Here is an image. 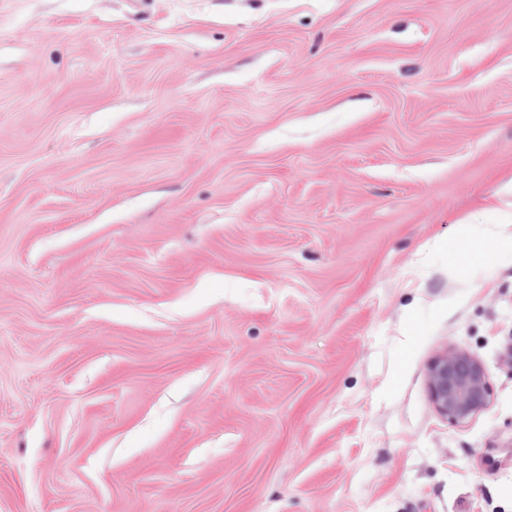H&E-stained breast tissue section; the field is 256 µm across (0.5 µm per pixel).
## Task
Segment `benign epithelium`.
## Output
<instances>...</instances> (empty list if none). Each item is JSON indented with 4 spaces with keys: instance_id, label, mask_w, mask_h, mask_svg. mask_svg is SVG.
I'll return each mask as SVG.
<instances>
[{
    "instance_id": "obj_1",
    "label": "benign epithelium",
    "mask_w": 512,
    "mask_h": 512,
    "mask_svg": "<svg viewBox=\"0 0 512 512\" xmlns=\"http://www.w3.org/2000/svg\"><path fill=\"white\" fill-rule=\"evenodd\" d=\"M432 398L451 423H462L489 403L490 387L478 360L467 353L448 351L430 369Z\"/></svg>"
}]
</instances>
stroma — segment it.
Segmentation results:
<instances>
[{
	"label": "stroma",
	"mask_w": 512,
	"mask_h": 512,
	"mask_svg": "<svg viewBox=\"0 0 512 512\" xmlns=\"http://www.w3.org/2000/svg\"><path fill=\"white\" fill-rule=\"evenodd\" d=\"M511 345L512 0H0V512H512ZM432 398L451 423H462L489 403L490 387L478 360L467 353L448 351L430 369Z\"/></svg>",
	"instance_id": "35a3bbf8"
}]
</instances>
